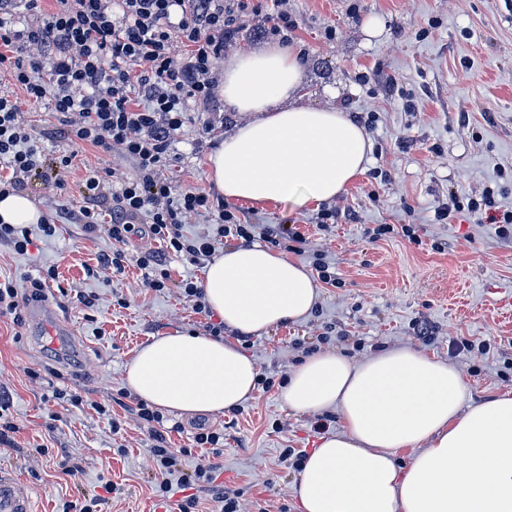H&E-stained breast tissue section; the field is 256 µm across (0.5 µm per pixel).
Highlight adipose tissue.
<instances>
[{
	"mask_svg": "<svg viewBox=\"0 0 512 512\" xmlns=\"http://www.w3.org/2000/svg\"><path fill=\"white\" fill-rule=\"evenodd\" d=\"M221 92L254 115L208 157V179L225 199L301 208L336 198L363 172L364 129L304 103L293 48L229 57ZM201 285L210 308L244 335L303 320L319 299L302 263L260 244L219 252ZM257 377L236 345L201 334L153 337L125 367L137 396L183 415L237 408ZM467 389L454 365L410 347L359 363L333 351L305 359L284 403L336 410L343 431L321 437L305 460L296 483L302 512H512V394L468 406ZM405 450L413 456L401 468Z\"/></svg>",
	"mask_w": 512,
	"mask_h": 512,
	"instance_id": "adipose-tissue-1",
	"label": "adipose tissue"
}]
</instances>
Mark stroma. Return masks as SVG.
Here are the masks:
<instances>
[{"instance_id":"35a3bbf8","label":"stroma","mask_w":512,"mask_h":512,"mask_svg":"<svg viewBox=\"0 0 512 512\" xmlns=\"http://www.w3.org/2000/svg\"><path fill=\"white\" fill-rule=\"evenodd\" d=\"M303 51L306 102L333 107L364 126L372 152L362 174L333 199L341 212L330 231L319 230L318 205L239 209L256 224H293L305 241L297 261L323 256L335 285L320 284V298L302 321L244 336L225 337L251 357L270 389H256L240 407L221 414L164 411L176 471L188 474L203 459L193 436L199 426L223 430L219 480L239 492L240 512H299L300 470L282 462L283 449L311 453L322 434L337 433L333 409L296 411L280 397L292 367L313 353L334 350L360 362L378 352L410 346L454 364L464 374L467 402L512 392V318L495 300L512 292V234L505 236L470 211L437 218L450 197L460 203L492 190L500 208L512 209V0H288ZM380 33L369 36L371 21ZM336 30L326 40V27ZM223 96L192 111L173 145L163 177L180 189L220 196L206 175L216 143L251 120ZM64 189L23 182L42 215L59 206L79 208V182L87 168H112L123 177L136 165L115 153L82 145ZM380 224L391 234L374 238ZM413 225L415 239L402 232ZM112 248L105 232L59 225L54 237L35 239L27 254L0 244V274L24 280L55 267L57 277L40 297L0 316V386L10 395L9 418L19 426L12 448L0 446V465L15 466L40 512L115 488L104 512H168L185 493L174 487L156 497L152 440L124 392V366L155 336L200 331L179 285L200 269L166 254L163 243L132 237L129 255H166L167 290L147 292L142 272L123 275L97 268ZM47 306L71 328L66 340L47 335L34 318ZM430 336L420 337V325ZM38 378H30V371ZM82 395L86 407L64 408L53 393ZM110 405L98 415L93 403ZM42 448L33 458L29 449ZM80 471L64 473L62 460Z\"/></svg>"}]
</instances>
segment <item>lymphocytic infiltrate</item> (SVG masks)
Wrapping results in <instances>:
<instances>
[{
	"instance_id": "lymphocytic-infiltrate-1",
	"label": "lymphocytic infiltrate",
	"mask_w": 512,
	"mask_h": 512,
	"mask_svg": "<svg viewBox=\"0 0 512 512\" xmlns=\"http://www.w3.org/2000/svg\"><path fill=\"white\" fill-rule=\"evenodd\" d=\"M24 2L35 23L0 21V68L26 95L21 101L0 92V194H10L25 179L51 178L64 188L62 176L75 158L71 152L45 154L22 118L26 100L59 114L60 133L72 144L120 151L138 169L136 177L112 185L100 170H87L82 206L43 219L44 236H53L60 222L96 232L108 187L112 215L105 229L112 249L98 264L116 274L125 271L126 242L143 233L194 265L214 256L220 237L277 245L301 241L295 225L250 224L225 208L218 211L216 233L186 235V217L208 213V197L172 190L160 177L188 112L214 99L218 60L247 22L261 17L258 0H56L48 14L39 0ZM134 412L150 428V453L160 474L155 493L167 497L177 462L161 430L164 417L142 400Z\"/></svg>"
}]
</instances>
